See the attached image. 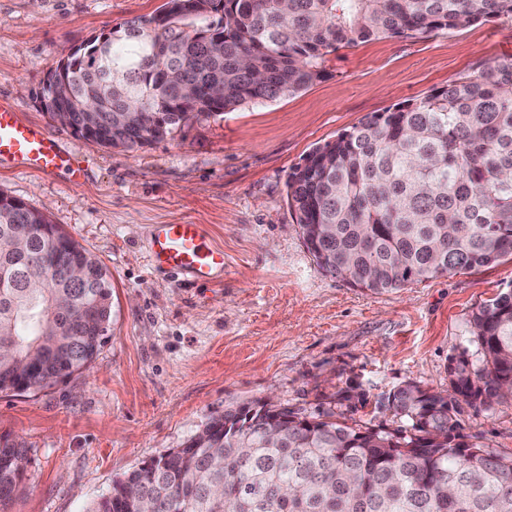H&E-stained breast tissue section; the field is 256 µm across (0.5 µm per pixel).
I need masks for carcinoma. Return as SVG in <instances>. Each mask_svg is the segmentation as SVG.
<instances>
[{
  "label": "carcinoma",
  "instance_id": "1",
  "mask_svg": "<svg viewBox=\"0 0 512 512\" xmlns=\"http://www.w3.org/2000/svg\"><path fill=\"white\" fill-rule=\"evenodd\" d=\"M109 32L101 57L68 51L43 82L73 127L124 151L194 119L296 94L327 56L371 37L427 35L512 18V0H168ZM166 114L144 141L116 118ZM286 202L324 272L382 293L512 255V60L366 117L288 175ZM28 205H0V392L31 394L85 370L105 342L111 284L100 264ZM478 361L448 391L407 384L387 407L408 428L302 417L267 400L228 406L184 447L125 473L87 512H512V455L459 431L464 408L512 400V289L470 317ZM0 441V512L26 479Z\"/></svg>",
  "mask_w": 512,
  "mask_h": 512
}]
</instances>
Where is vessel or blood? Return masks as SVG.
<instances>
[{"mask_svg": "<svg viewBox=\"0 0 512 512\" xmlns=\"http://www.w3.org/2000/svg\"><path fill=\"white\" fill-rule=\"evenodd\" d=\"M52 175L66 171L80 184L84 170L56 137L39 123L23 120L18 107L0 100V167ZM150 258L154 267L195 281H209L224 270V250L213 244L199 224H156Z\"/></svg>", "mask_w": 512, "mask_h": 512, "instance_id": "1", "label": "vessel or blood"}]
</instances>
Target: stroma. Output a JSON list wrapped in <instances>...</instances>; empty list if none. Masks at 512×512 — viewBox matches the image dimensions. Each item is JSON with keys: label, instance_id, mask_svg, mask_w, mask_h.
I'll use <instances>...</instances> for the list:
<instances>
[{"label": "stroma", "instance_id": "obj_1", "mask_svg": "<svg viewBox=\"0 0 512 512\" xmlns=\"http://www.w3.org/2000/svg\"><path fill=\"white\" fill-rule=\"evenodd\" d=\"M165 0H0V98L46 125L85 179L0 168V192L45 212L107 268L108 340L90 368L37 393L0 392V437L25 448L7 512H86L114 480L184 443L225 406L270 399L307 417L405 428L399 386L448 387L475 352L470 315L512 285V256L373 295L320 270L286 203L293 166L365 117L512 58V19L342 47L294 95L184 125L134 151L54 124L35 97L64 51ZM202 224L224 249L206 284L148 264L152 225ZM352 396L333 404L338 390ZM460 431L512 455V403L464 409Z\"/></svg>", "mask_w": 512, "mask_h": 512}]
</instances>
